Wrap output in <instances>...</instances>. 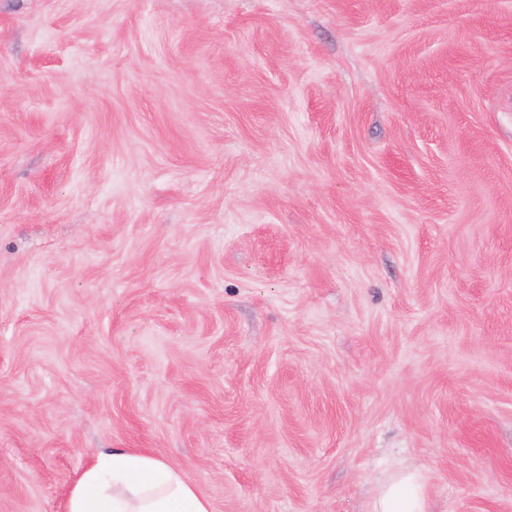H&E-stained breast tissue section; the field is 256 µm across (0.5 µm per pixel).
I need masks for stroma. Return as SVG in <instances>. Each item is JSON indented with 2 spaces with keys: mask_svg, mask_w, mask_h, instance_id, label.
I'll use <instances>...</instances> for the list:
<instances>
[{
  "mask_svg": "<svg viewBox=\"0 0 512 512\" xmlns=\"http://www.w3.org/2000/svg\"><path fill=\"white\" fill-rule=\"evenodd\" d=\"M110 448L512 512V0H0V512Z\"/></svg>",
  "mask_w": 512,
  "mask_h": 512,
  "instance_id": "35a3bbf8",
  "label": "stroma"
}]
</instances>
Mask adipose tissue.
Here are the masks:
<instances>
[{
    "instance_id": "1",
    "label": "adipose tissue",
    "mask_w": 512,
    "mask_h": 512,
    "mask_svg": "<svg viewBox=\"0 0 512 512\" xmlns=\"http://www.w3.org/2000/svg\"><path fill=\"white\" fill-rule=\"evenodd\" d=\"M65 512H212L208 499L172 463L127 448L99 452L71 487ZM375 512H425L414 475L383 489Z\"/></svg>"
}]
</instances>
